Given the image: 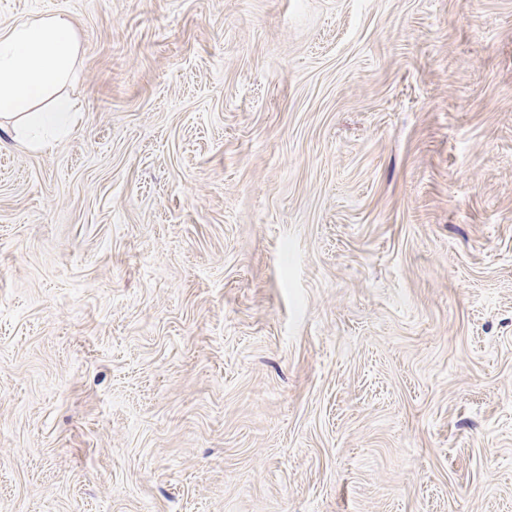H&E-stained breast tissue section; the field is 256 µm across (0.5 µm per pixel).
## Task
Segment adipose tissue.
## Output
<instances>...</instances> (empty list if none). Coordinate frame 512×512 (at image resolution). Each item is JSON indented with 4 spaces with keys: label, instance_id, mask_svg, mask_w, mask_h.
Segmentation results:
<instances>
[{
    "label": "adipose tissue",
    "instance_id": "1",
    "mask_svg": "<svg viewBox=\"0 0 512 512\" xmlns=\"http://www.w3.org/2000/svg\"><path fill=\"white\" fill-rule=\"evenodd\" d=\"M78 52L74 29L60 16L40 17L0 32V131L13 140L45 142L74 126L72 103H40L68 77Z\"/></svg>",
    "mask_w": 512,
    "mask_h": 512
}]
</instances>
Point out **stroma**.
<instances>
[{
    "label": "stroma",
    "mask_w": 512,
    "mask_h": 512,
    "mask_svg": "<svg viewBox=\"0 0 512 512\" xmlns=\"http://www.w3.org/2000/svg\"><path fill=\"white\" fill-rule=\"evenodd\" d=\"M0 512H512V0H0ZM77 52L74 29L61 16L36 18L0 32V131L16 141L45 142L73 129L74 108L67 97L35 109L69 76Z\"/></svg>",
    "instance_id": "stroma-1"
}]
</instances>
